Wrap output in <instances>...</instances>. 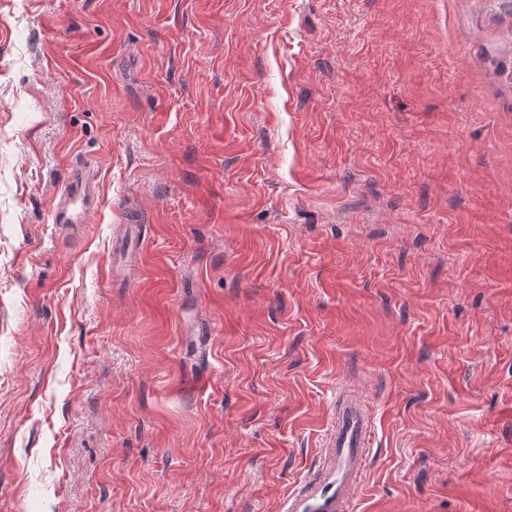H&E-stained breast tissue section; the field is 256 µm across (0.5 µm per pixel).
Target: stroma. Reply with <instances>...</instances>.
<instances>
[{"instance_id": "stroma-1", "label": "stroma", "mask_w": 512, "mask_h": 512, "mask_svg": "<svg viewBox=\"0 0 512 512\" xmlns=\"http://www.w3.org/2000/svg\"><path fill=\"white\" fill-rule=\"evenodd\" d=\"M347 388L349 512H512V0H0V512H288ZM97 174L90 166L73 169L68 183L60 190L53 206L54 222L87 224L97 203Z\"/></svg>"}]
</instances>
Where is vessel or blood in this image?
I'll use <instances>...</instances> for the list:
<instances>
[{
	"mask_svg": "<svg viewBox=\"0 0 512 512\" xmlns=\"http://www.w3.org/2000/svg\"><path fill=\"white\" fill-rule=\"evenodd\" d=\"M97 174L90 166L73 169L53 206L58 224H84L96 208ZM370 420L354 401H341L336 428L329 438L331 454L320 474L288 495V512H346L363 488L361 474Z\"/></svg>",
	"mask_w": 512,
	"mask_h": 512,
	"instance_id": "b4317fda",
	"label": "vessel or blood"
}]
</instances>
